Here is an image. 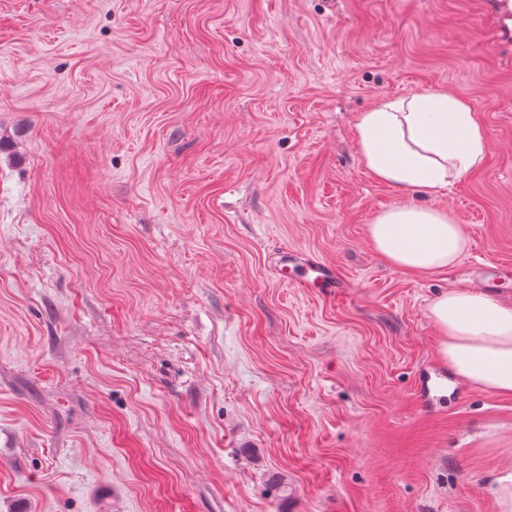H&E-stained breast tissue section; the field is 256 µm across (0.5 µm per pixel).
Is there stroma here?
<instances>
[{
    "mask_svg": "<svg viewBox=\"0 0 512 512\" xmlns=\"http://www.w3.org/2000/svg\"><path fill=\"white\" fill-rule=\"evenodd\" d=\"M450 89L488 135L438 195L359 113ZM463 224L405 274L399 201ZM338 288L294 279L307 261ZM512 266V47L488 0H0V512H495L512 396L428 308ZM369 236L387 263L411 273L447 270L468 246L462 224L448 212L403 202L378 214ZM309 270L315 274L314 279L305 278L296 281L298 288H336V281L331 270L324 264L313 261L310 264ZM318 282L320 287H318Z\"/></svg>",
    "mask_w": 512,
    "mask_h": 512,
    "instance_id": "stroma-1",
    "label": "stroma"
}]
</instances>
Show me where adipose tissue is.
I'll return each mask as SVG.
<instances>
[{
  "label": "adipose tissue",
  "instance_id": "obj_1",
  "mask_svg": "<svg viewBox=\"0 0 512 512\" xmlns=\"http://www.w3.org/2000/svg\"><path fill=\"white\" fill-rule=\"evenodd\" d=\"M355 140L378 182L431 194L479 168L488 147L476 109L447 89L380 98L358 115ZM369 236L387 263L411 273L447 270L468 246L463 226L446 211L403 202L378 214ZM428 313L439 358L455 377L512 396V303L451 289L434 299Z\"/></svg>",
  "mask_w": 512,
  "mask_h": 512
}]
</instances>
